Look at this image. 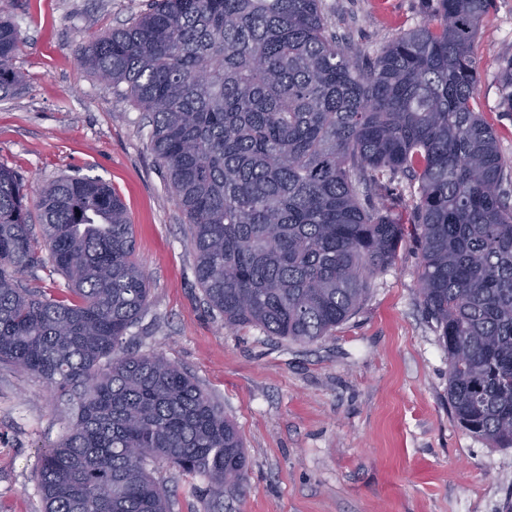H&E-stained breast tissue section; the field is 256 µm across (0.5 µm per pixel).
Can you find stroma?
I'll return each mask as SVG.
<instances>
[{"mask_svg":"<svg viewBox=\"0 0 512 512\" xmlns=\"http://www.w3.org/2000/svg\"><path fill=\"white\" fill-rule=\"evenodd\" d=\"M149 0H0L18 29L23 89L0 101V164L31 192L65 177L111 185L131 222L148 306L125 349L177 365L231 419L247 457L243 491L213 499L202 477L150 463L173 512H501L512 448L462 429L448 403V356L423 312L420 249L402 241L362 310L311 343L225 327L206 305L190 231L126 86L77 66L82 43L125 27ZM335 34L376 56L421 24L433 0H321ZM478 109L512 160V112L498 62L512 58V0H493L475 40ZM70 417L67 397L0 364V512H43L36 472Z\"/></svg>","mask_w":512,"mask_h":512,"instance_id":"35a3bbf8","label":"stroma"}]
</instances>
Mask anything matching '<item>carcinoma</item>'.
<instances>
[{
    "instance_id": "carcinoma-1",
    "label": "carcinoma",
    "mask_w": 512,
    "mask_h": 512,
    "mask_svg": "<svg viewBox=\"0 0 512 512\" xmlns=\"http://www.w3.org/2000/svg\"><path fill=\"white\" fill-rule=\"evenodd\" d=\"M492 4L437 0L363 66L321 0H152L76 58L145 112L226 327L313 342L356 315L405 236L391 189L406 183L452 412L512 448V163L476 111L473 51ZM20 43L0 20V100L24 82ZM500 80L512 112V59ZM25 198L23 177L0 166V362L72 401L67 434L41 460L44 512H171L147 470L158 459L205 477L215 498L243 487L224 410L162 356L115 357L148 298L119 195L67 177L37 212ZM47 267L67 281L57 298L21 279Z\"/></svg>"
}]
</instances>
